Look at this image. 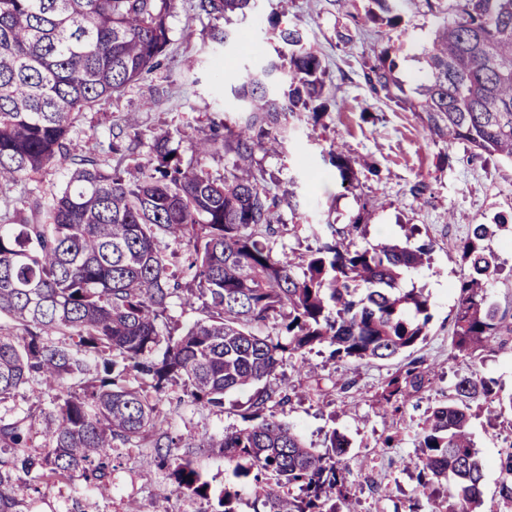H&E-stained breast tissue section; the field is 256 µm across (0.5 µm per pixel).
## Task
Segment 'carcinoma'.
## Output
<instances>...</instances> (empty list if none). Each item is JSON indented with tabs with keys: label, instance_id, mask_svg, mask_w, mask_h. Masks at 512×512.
Wrapping results in <instances>:
<instances>
[{
	"label": "carcinoma",
	"instance_id": "cac0c4a2",
	"mask_svg": "<svg viewBox=\"0 0 512 512\" xmlns=\"http://www.w3.org/2000/svg\"><path fill=\"white\" fill-rule=\"evenodd\" d=\"M425 2L440 17L423 49L425 82L416 98L394 95L414 112L432 139L512 161V0H371L366 20L388 22ZM252 0H199L211 41L233 32L231 14ZM176 0H0V182L39 173L53 162L73 168L51 204L31 209L19 224H0V315L20 327L0 328V402L32 382L53 399L44 427L28 418L0 421V512H11L13 479L33 485L48 476L79 475L100 487L117 448L151 438L149 463L168 471L171 492L200 500L201 512H236L237 493L212 502L209 483L189 455L173 448H217L237 478L253 484L255 512H336L349 500L342 466L348 442L332 433L321 451L308 448L287 422L268 412L291 402L277 379L285 355L315 344L331 356L385 360L426 336L430 301L401 287L431 246L381 243L360 247L364 224L336 230L306 259L274 252L285 197L270 194L255 173L257 152L288 138V118L327 111L326 69L297 26L277 28V59L240 73L231 90L234 122L213 125L190 144L183 162L171 136L151 140L146 161L136 156L139 133H112L113 166L96 160L98 143L70 137L77 116L156 70L171 44ZM399 63L386 47L365 73L370 89L399 88ZM234 160L213 176L202 161L215 144ZM341 184L351 161L329 150ZM504 225L477 224L456 250L468 272L457 287L452 349L463 355L495 351L512 322L489 302L497 257L484 246ZM180 252L166 254L161 244ZM201 304L204 318L180 336L160 331L169 300ZM274 321L279 338L254 327ZM56 333L63 341L52 344ZM97 380L77 390L90 371ZM432 380L419 359L387 382L384 404L402 413L410 396ZM187 401L224 411L226 393L256 387L240 416L245 425L220 440L174 436L156 414L169 385ZM482 399L512 410V395L478 374L453 385V400L430 408L418 425L420 452L411 460L418 494L441 512L436 485L453 479L446 512H476L482 503L483 462L474 449L469 403ZM40 451L31 452L35 439ZM498 493L512 508V452L499 462Z\"/></svg>",
	"mask_w": 512,
	"mask_h": 512
}]
</instances>
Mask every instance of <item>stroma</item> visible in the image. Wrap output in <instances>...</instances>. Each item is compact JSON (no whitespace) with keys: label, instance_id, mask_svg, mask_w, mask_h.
<instances>
[{"label":"stroma","instance_id":"35a3bbf8","mask_svg":"<svg viewBox=\"0 0 512 512\" xmlns=\"http://www.w3.org/2000/svg\"><path fill=\"white\" fill-rule=\"evenodd\" d=\"M196 3L177 0L163 66L124 94L81 114L72 137L101 142L98 158L111 165L116 161L108 149L113 130L149 136L166 131L182 158L190 159L192 139L208 134L212 123L237 117L238 102L230 84L238 71L260 65L247 55L238 34L263 44L270 55L277 45L273 22L305 31L308 47L327 70L328 111L316 122H291L284 149L256 155L262 185L291 196L289 206L281 210L275 249L304 260L335 230L351 224L362 208H369L371 215L355 237L357 245L408 238L431 244L428 262L408 272L402 285L423 290L431 302L432 318L423 341L388 360L334 359L325 345L285 358L279 383L288 388L292 401L276 408L275 414L311 448H323L331 432L345 435L352 512H409L418 496L416 471L409 461L418 452L417 425L426 411L446 403L456 380L473 372L498 379L503 393H512V335L504 337L497 352L471 358L455 356L450 346L455 286L467 271L455 244L475 225L507 224L485 244L498 256L500 266L488 299L512 317V162L475 156L463 143L450 146L431 139L412 112L373 94L366 85V68L375 53L387 47L399 62L397 76L403 88L414 87L423 66L422 50L434 30V18L426 8L405 13L397 25L389 26L366 21L368 0H349L343 9L336 0H257L254 9L236 21L235 38L219 46L202 37L207 20L199 16ZM344 29L352 34L350 42L337 39ZM333 143L341 145L355 165L351 187H342L330 161ZM68 177V168L51 164L36 179L0 184V224L17 223L32 206L48 205ZM420 182L427 190L419 196L412 188ZM414 358L431 366L434 377L405 403L398 421L382 410L380 396L389 377ZM349 378L355 382L353 389L340 392L338 381ZM249 395L246 389L228 394L219 413L184 401L180 386L173 384L158 402L157 414L172 434L219 436L242 426L237 406ZM471 414L470 429L484 463L480 512H500L497 463L512 451V419L502 415L497 404L484 401L472 402ZM392 433L399 434L400 446L381 447V439ZM151 453L146 442L118 449L104 492L73 476L39 484L34 490L18 479L11 495L18 512H125L131 500L143 512H198L196 499L170 493L164 471L149 463ZM195 458L212 496L227 488L235 490L238 512H253L251 484L236 478L223 456L201 448ZM383 488L388 491L384 497L379 494Z\"/></svg>","mask_w":512,"mask_h":512}]
</instances>
